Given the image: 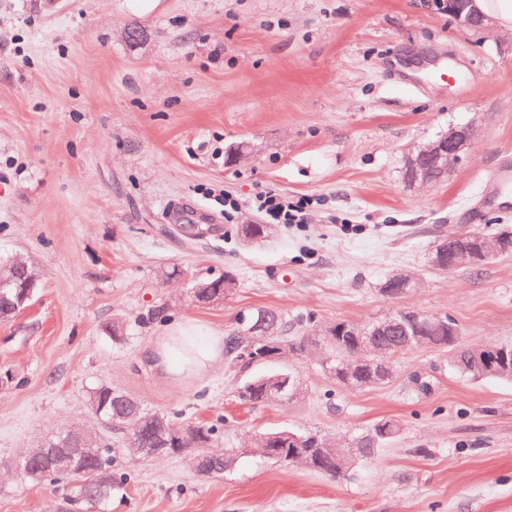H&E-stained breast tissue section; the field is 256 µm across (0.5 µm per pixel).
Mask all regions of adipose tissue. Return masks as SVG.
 <instances>
[{"label":"adipose tissue","instance_id":"obj_1","mask_svg":"<svg viewBox=\"0 0 512 512\" xmlns=\"http://www.w3.org/2000/svg\"><path fill=\"white\" fill-rule=\"evenodd\" d=\"M224 357L221 334L185 320L150 344L146 358L164 376L183 381L204 375Z\"/></svg>","mask_w":512,"mask_h":512}]
</instances>
